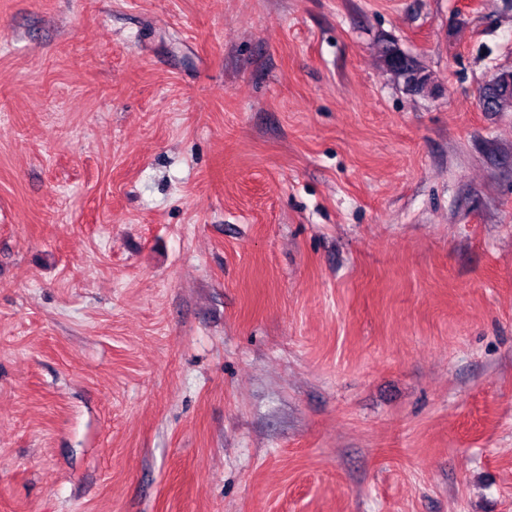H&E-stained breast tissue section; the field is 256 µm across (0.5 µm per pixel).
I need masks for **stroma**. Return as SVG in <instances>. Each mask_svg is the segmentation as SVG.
<instances>
[{
  "label": "stroma",
  "mask_w": 512,
  "mask_h": 512,
  "mask_svg": "<svg viewBox=\"0 0 512 512\" xmlns=\"http://www.w3.org/2000/svg\"><path fill=\"white\" fill-rule=\"evenodd\" d=\"M503 69L512 0H0V512H512ZM381 57L387 70L409 92L420 94L432 84L431 74L419 61L404 53L395 42L382 47ZM487 94L494 98L495 112H512V71L499 73Z\"/></svg>",
  "instance_id": "35a3bbf8"
}]
</instances>
